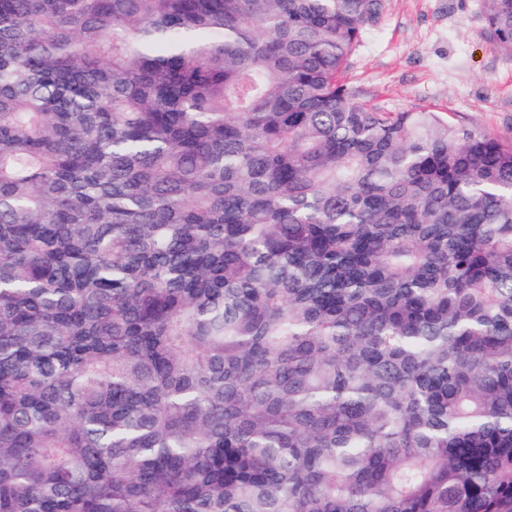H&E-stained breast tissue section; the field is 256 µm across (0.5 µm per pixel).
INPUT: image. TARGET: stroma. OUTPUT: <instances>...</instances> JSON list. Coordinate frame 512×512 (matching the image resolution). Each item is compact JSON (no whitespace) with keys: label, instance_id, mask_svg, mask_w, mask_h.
<instances>
[{"label":"stroma","instance_id":"obj_1","mask_svg":"<svg viewBox=\"0 0 512 512\" xmlns=\"http://www.w3.org/2000/svg\"><path fill=\"white\" fill-rule=\"evenodd\" d=\"M349 62L358 98L388 112L429 110L512 141V54L481 0H385Z\"/></svg>","mask_w":512,"mask_h":512}]
</instances>
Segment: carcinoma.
<instances>
[{
    "label": "carcinoma",
    "mask_w": 512,
    "mask_h": 512,
    "mask_svg": "<svg viewBox=\"0 0 512 512\" xmlns=\"http://www.w3.org/2000/svg\"><path fill=\"white\" fill-rule=\"evenodd\" d=\"M383 8L0 0V512H512V142Z\"/></svg>",
    "instance_id": "obj_1"
}]
</instances>
